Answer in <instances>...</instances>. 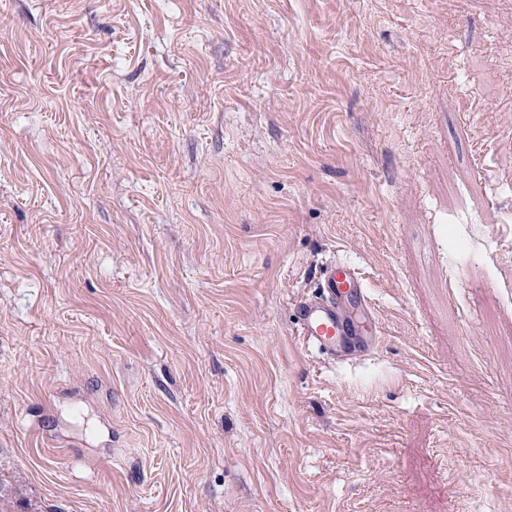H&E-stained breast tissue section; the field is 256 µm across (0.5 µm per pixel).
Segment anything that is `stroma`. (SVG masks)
Listing matches in <instances>:
<instances>
[{
	"mask_svg": "<svg viewBox=\"0 0 512 512\" xmlns=\"http://www.w3.org/2000/svg\"><path fill=\"white\" fill-rule=\"evenodd\" d=\"M511 430L512 0H0V512H512ZM320 292H313L297 305L296 327L307 349L325 354L334 361L344 362L339 354L351 336L357 335L354 320L346 306L352 293H361L368 311L370 334L381 336V323L371 304L362 275L354 265L342 259H332L324 265Z\"/></svg>",
	"mask_w": 512,
	"mask_h": 512,
	"instance_id": "obj_1",
	"label": "stroma"
}]
</instances>
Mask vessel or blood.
Listing matches in <instances>:
<instances>
[{
  "mask_svg": "<svg viewBox=\"0 0 512 512\" xmlns=\"http://www.w3.org/2000/svg\"><path fill=\"white\" fill-rule=\"evenodd\" d=\"M365 289L364 279L354 265L341 259L325 264L319 291L306 296L297 306L296 327L304 346L338 359L357 333L346 301L352 293Z\"/></svg>",
  "mask_w": 512,
  "mask_h": 512,
  "instance_id": "vessel-or-blood-1",
  "label": "vessel or blood"
}]
</instances>
